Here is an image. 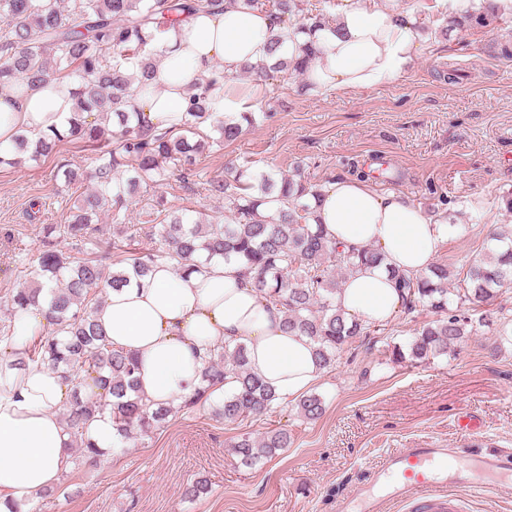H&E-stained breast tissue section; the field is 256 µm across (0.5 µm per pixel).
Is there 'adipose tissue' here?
I'll list each match as a JSON object with an SVG mask.
<instances>
[{"label": "adipose tissue", "mask_w": 512, "mask_h": 512, "mask_svg": "<svg viewBox=\"0 0 512 512\" xmlns=\"http://www.w3.org/2000/svg\"><path fill=\"white\" fill-rule=\"evenodd\" d=\"M270 24L264 11L228 8L151 33L158 66L131 98L145 125L180 130L192 88L217 68L226 81L213 104L215 115L234 121L249 111L266 84L254 79L240 85L232 77L244 65L270 62ZM421 36L414 13L346 0L334 24L317 34L321 53L310 63L306 82L327 95L400 78L413 65ZM72 110L65 81L35 83L20 94L2 89L0 146H12L22 133L65 129ZM316 215L332 241L371 245L386 257L385 266L354 272L336 296L347 315L366 323L387 321L401 306L389 268L425 271L455 232L447 214L381 192L365 178L324 186ZM95 318L114 346L138 355V390L151 405H176L192 395L201 380V356L218 343L244 344L251 371L284 402L303 396L322 376L309 338L288 332L282 313L253 285L243 284L235 265L221 260L188 274L169 263L131 277L129 285L109 290ZM71 393L59 370L0 360V512L7 504L35 500L72 469L70 437L58 413Z\"/></svg>", "instance_id": "1"}]
</instances>
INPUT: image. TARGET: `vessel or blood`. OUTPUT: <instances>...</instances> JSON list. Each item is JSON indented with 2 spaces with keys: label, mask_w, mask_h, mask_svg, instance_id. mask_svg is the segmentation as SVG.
Here are the masks:
<instances>
[{
  "label": "vessel or blood",
  "mask_w": 512,
  "mask_h": 512,
  "mask_svg": "<svg viewBox=\"0 0 512 512\" xmlns=\"http://www.w3.org/2000/svg\"><path fill=\"white\" fill-rule=\"evenodd\" d=\"M461 448H399L385 454L368 482L343 498L337 512H384L386 503L407 502L414 512H462L449 486L495 492L512 485V454L470 450L477 428L465 427Z\"/></svg>",
  "instance_id": "vessel-or-blood-1"
}]
</instances>
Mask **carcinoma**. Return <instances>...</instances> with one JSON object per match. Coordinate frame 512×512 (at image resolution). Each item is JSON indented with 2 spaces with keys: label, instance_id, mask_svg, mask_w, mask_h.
Listing matches in <instances>:
<instances>
[{
  "label": "carcinoma",
  "instance_id": "cac0c4a2",
  "mask_svg": "<svg viewBox=\"0 0 512 512\" xmlns=\"http://www.w3.org/2000/svg\"><path fill=\"white\" fill-rule=\"evenodd\" d=\"M301 2L273 0V9L267 11L277 27L269 38L271 54L281 47L279 29L290 26L291 19L302 12ZM259 5L261 0H0V87L68 80L74 85L72 97L77 105L67 129L37 138L19 135L11 148L0 151V167L47 157L64 141H81L97 151L96 167L90 173L63 166L65 186L88 179L94 186L77 197L67 223L47 227L38 254L42 282L21 285L6 299V311L13 320L42 302L48 305L54 332L33 337L17 365L64 368L73 395L62 420L77 465H93L101 456L85 436L86 425L96 415L112 416L120 440L146 435L169 416L210 402V391L224 384L228 374L236 379V387L224 395L223 402L211 405L214 416L236 421L265 415L281 405L272 388L251 372L244 345L230 343L209 351L199 388L180 404L153 408L135 395L138 358L113 347L95 319L105 288L129 283V268L144 277L160 262H171L181 270L215 259L234 261L266 302L283 313L288 330L310 338L324 370L333 368L336 354L370 328L336 306L338 277L381 265L385 256L375 248H345L326 238L320 225L313 223L319 186L299 175L258 173L242 164L234 169L232 179L209 183L208 191L228 200L234 216L230 224L191 220L172 211L159 192L169 179L164 163L191 169L204 152L236 140L243 124L253 120L252 113H240L235 123L212 118L209 86L192 93L191 120L177 133L149 129L139 113L125 110L133 85L149 77L153 68L148 30L174 26L184 15L215 14L227 7L254 10ZM500 15L491 0H479L468 14L448 22V30L483 29ZM327 25L318 15L295 22V28L308 36ZM317 54L309 40L298 45V53L289 61L278 58L271 65L246 64L243 70H260L266 77L289 68L302 74ZM133 58L140 59L138 75L125 68ZM207 122L218 137L201 133ZM149 189L152 228L160 249L134 252L117 262L110 261L108 250L102 255L89 250L97 245L93 215L111 208L112 233L130 238V227L123 223L125 211L135 196ZM271 197L279 207L266 214L263 206ZM63 241L71 242L79 256L58 249ZM393 275L404 312L411 314L421 307L436 315L406 345L394 346L395 356L420 363L446 355L448 348L471 333L474 322H482L469 312L490 303L512 284V237L502 249L459 269L433 264L417 275L396 270ZM450 281L457 282V287L448 288ZM88 381L98 393L84 399L80 387ZM296 410L303 419L315 421L325 411L324 399L317 393L305 395ZM290 444L291 436L281 429L260 440L244 435L232 448L240 464L253 466Z\"/></svg>",
  "mask_w": 512,
  "mask_h": 512
}]
</instances>
